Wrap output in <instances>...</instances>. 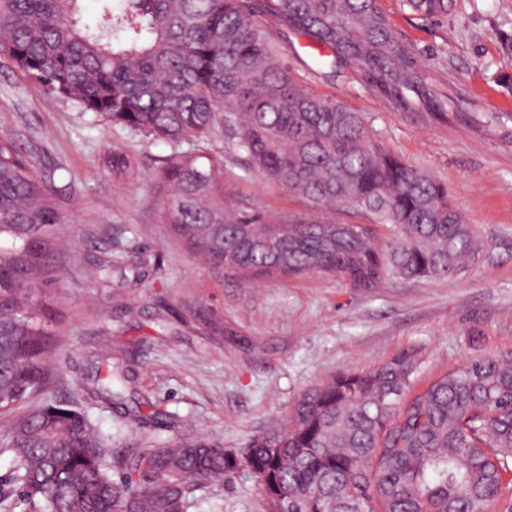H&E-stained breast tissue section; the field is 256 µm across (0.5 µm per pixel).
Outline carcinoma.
<instances>
[{
    "instance_id": "1",
    "label": "carcinoma",
    "mask_w": 512,
    "mask_h": 512,
    "mask_svg": "<svg viewBox=\"0 0 512 512\" xmlns=\"http://www.w3.org/2000/svg\"><path fill=\"white\" fill-rule=\"evenodd\" d=\"M82 0H0V51L30 79L84 112L172 146L156 174L162 221L231 273L309 272L355 289L398 274L437 278L476 251L448 187L388 152L363 116L308 92L272 38L286 30L325 50L338 71L397 112L444 121L455 101L392 30L379 0H102L93 24ZM452 0H404L445 17ZM224 134L264 177L325 208H353L401 240L324 215L281 217L224 192V159L199 146ZM191 149H182L183 145ZM137 159L112 149V176L138 178ZM59 190L0 136V413L39 385L45 332L32 300L51 229L64 223ZM415 366L396 358L341 372L308 389L287 425L238 448L203 438L154 442L129 458L144 472L115 480L80 412L45 403L15 427L14 481L32 512H188L200 483L238 471L268 512H512V350L476 358L414 390ZM112 364L93 393L106 404Z\"/></svg>"
}]
</instances>
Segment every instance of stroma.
Instances as JSON below:
<instances>
[{"mask_svg":"<svg viewBox=\"0 0 512 512\" xmlns=\"http://www.w3.org/2000/svg\"><path fill=\"white\" fill-rule=\"evenodd\" d=\"M394 33L434 70L459 108L447 121L396 112L366 86L330 76L304 40L285 45L303 87L362 113L387 151L448 187L478 250L458 272L394 277L363 291L320 273L245 279L200 260L162 224L153 177L170 145L48 92L0 52V135L53 171L65 221L35 298L49 347L36 393L0 414V512H24L10 439L32 408L58 403L87 415L108 439L109 459L145 440L197 434L227 448L282 428L306 389L342 371L409 357L415 382L512 350V0H454L430 20L402 0H381ZM140 163L136 181L113 178V146ZM224 159V184L251 207L284 216L317 212L308 198L272 182L217 135L202 145ZM111 260L101 270L102 260ZM128 369L122 400L91 399L97 361ZM189 512H264L245 474L195 488Z\"/></svg>","mask_w":512,"mask_h":512,"instance_id":"1","label":"stroma"}]
</instances>
